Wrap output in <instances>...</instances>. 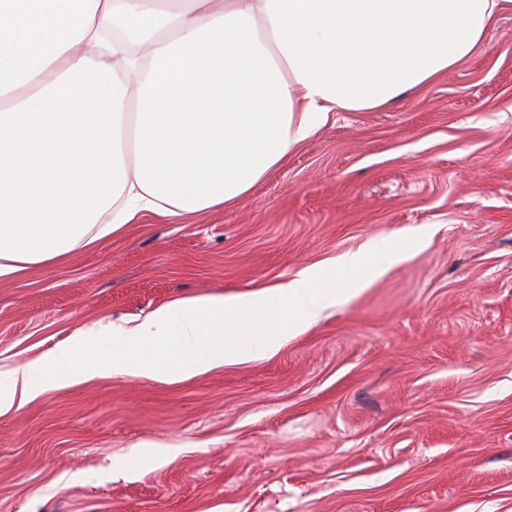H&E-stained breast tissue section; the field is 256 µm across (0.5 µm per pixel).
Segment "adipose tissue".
Segmentation results:
<instances>
[{
    "mask_svg": "<svg viewBox=\"0 0 512 512\" xmlns=\"http://www.w3.org/2000/svg\"><path fill=\"white\" fill-rule=\"evenodd\" d=\"M502 3L0 0V279L232 204L330 113L466 58Z\"/></svg>",
    "mask_w": 512,
    "mask_h": 512,
    "instance_id": "adipose-tissue-1",
    "label": "adipose tissue"
}]
</instances>
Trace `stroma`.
Returning a JSON list of instances; mask_svg holds the SVG:
<instances>
[{"label": "stroma", "mask_w": 512, "mask_h": 512, "mask_svg": "<svg viewBox=\"0 0 512 512\" xmlns=\"http://www.w3.org/2000/svg\"><path fill=\"white\" fill-rule=\"evenodd\" d=\"M416 234L274 355L96 377L0 417V512H512V7L448 73L336 113L233 205L145 211L0 280V374Z\"/></svg>", "instance_id": "1"}]
</instances>
